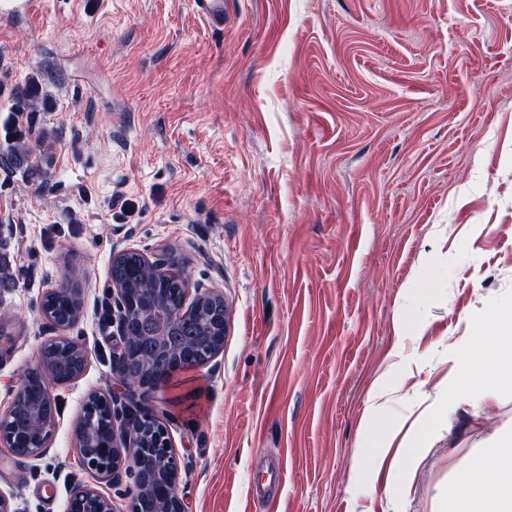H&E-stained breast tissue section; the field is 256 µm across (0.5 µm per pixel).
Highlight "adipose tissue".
Masks as SVG:
<instances>
[{"instance_id":"adipose-tissue-1","label":"adipose tissue","mask_w":512,"mask_h":512,"mask_svg":"<svg viewBox=\"0 0 512 512\" xmlns=\"http://www.w3.org/2000/svg\"><path fill=\"white\" fill-rule=\"evenodd\" d=\"M512 386V339L495 343L491 359H461L452 382L453 394L431 412L427 426L393 428L381 434L366 424L356 445L357 464L370 474L388 469L395 487L414 471L435 432L450 423L456 402L496 399L502 387ZM441 512H512V430L497 433L490 446L468 456L453 468L450 485L441 496Z\"/></svg>"}]
</instances>
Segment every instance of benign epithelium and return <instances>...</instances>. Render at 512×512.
<instances>
[{
	"mask_svg": "<svg viewBox=\"0 0 512 512\" xmlns=\"http://www.w3.org/2000/svg\"><path fill=\"white\" fill-rule=\"evenodd\" d=\"M140 258L162 281L179 287L182 303L176 308L156 306L138 313L137 319L160 352L157 369L149 377L126 374L119 378L124 387L121 393L88 396L75 435V452L81 468L98 478L113 479L120 469H125L131 479L128 512H186L179 489L181 460L166 423L150 402L175 374L202 367L219 356L224 346L226 306L223 294L209 288L190 293L188 280L182 270L170 265L166 251L150 256L142 253ZM108 294L112 299L115 338L112 362L114 371L120 373L136 353L129 332L135 310L133 289L114 279ZM40 312L46 324L63 331L74 329L81 317L79 306L74 318L67 322L56 320L43 307ZM50 351L62 352L71 359L68 376H62L51 362ZM88 358V349L74 337L57 336L44 342L36 366L25 373L9 410L0 417V445L16 452L5 440L6 425L35 382L52 413L39 414L37 426L28 434L25 455H44L56 426L51 388L82 376ZM66 512H115V508L111 496L93 486L78 485L70 495Z\"/></svg>",
	"mask_w": 512,
	"mask_h": 512,
	"instance_id": "benign-epithelium-1",
	"label": "benign epithelium"
}]
</instances>
